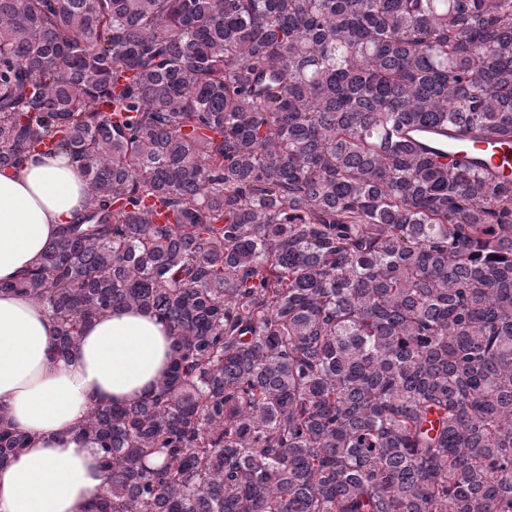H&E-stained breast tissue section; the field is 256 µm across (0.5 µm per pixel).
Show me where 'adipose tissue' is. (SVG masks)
Returning a JSON list of instances; mask_svg holds the SVG:
<instances>
[{
  "label": "adipose tissue",
  "mask_w": 512,
  "mask_h": 512,
  "mask_svg": "<svg viewBox=\"0 0 512 512\" xmlns=\"http://www.w3.org/2000/svg\"><path fill=\"white\" fill-rule=\"evenodd\" d=\"M87 183L68 153L29 154L0 170V282L38 263L45 246L86 208ZM47 308L0 292V409L29 448L0 467V512H87L109 475L82 425L90 404L153 395L170 365L171 328L147 310L98 315L66 354L55 351Z\"/></svg>",
  "instance_id": "adipose-tissue-1"
}]
</instances>
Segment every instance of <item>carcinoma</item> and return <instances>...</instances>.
<instances>
[{
    "label": "carcinoma",
    "mask_w": 512,
    "mask_h": 512,
    "mask_svg": "<svg viewBox=\"0 0 512 512\" xmlns=\"http://www.w3.org/2000/svg\"><path fill=\"white\" fill-rule=\"evenodd\" d=\"M434 128L512 145V0H0V168L88 184L0 291L174 335L89 512H512V176ZM476 149L484 151L483 153H448L447 157L442 158L440 161L447 164L448 167L468 166L480 169L488 168L490 170H502L507 173L512 170V149L507 146L502 148H493L488 150L487 145L475 146Z\"/></svg>",
    "instance_id": "1"
}]
</instances>
